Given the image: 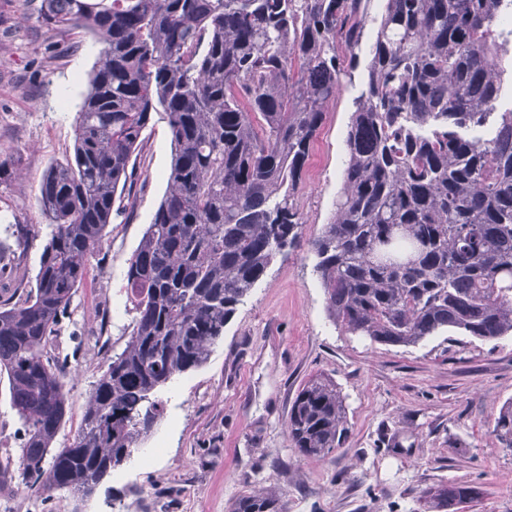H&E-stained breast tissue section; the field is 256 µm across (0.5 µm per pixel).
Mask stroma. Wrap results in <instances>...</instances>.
I'll return each instance as SVG.
<instances>
[{
	"label": "stroma",
	"instance_id": "35a3bbf8",
	"mask_svg": "<svg viewBox=\"0 0 512 512\" xmlns=\"http://www.w3.org/2000/svg\"><path fill=\"white\" fill-rule=\"evenodd\" d=\"M37 0H0V240L20 225L29 239L16 263L35 274L48 232L37 195L48 165L64 159L75 115L98 59L97 38L48 27ZM357 67L329 104L299 195V243L278 254L253 286L208 361L161 386L163 416L93 495L39 493L0 482V512H228L243 494L279 491L288 512H428L427 492L451 483L480 489L463 512H512V449L491 430L512 399V335L481 341L441 333L411 346L371 342L327 316L308 242L329 221L342 187ZM171 137L165 120L146 131L132 205L107 228L104 246L63 322L60 349L74 352L67 382L71 438L104 357L124 348L135 312L125 274L167 187ZM335 380L348 434L324 458L292 448L288 412L317 374Z\"/></svg>",
	"mask_w": 512,
	"mask_h": 512
}]
</instances>
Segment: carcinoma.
<instances>
[{"instance_id": "carcinoma-1", "label": "carcinoma", "mask_w": 512, "mask_h": 512, "mask_svg": "<svg viewBox=\"0 0 512 512\" xmlns=\"http://www.w3.org/2000/svg\"><path fill=\"white\" fill-rule=\"evenodd\" d=\"M369 0H40L52 29L101 44L72 151L39 186L49 233L35 285L0 301V376L23 435L22 482L87 497L162 414L153 391L203 366L237 306L306 224L298 194L325 110L358 65ZM366 88L346 137L335 209L309 242L328 317L395 346L453 330L512 334V110L471 136L512 85V0H383ZM164 115L172 161L165 195L131 258L135 311L106 358L71 442L68 356L46 350L132 202L138 150ZM347 432L336 382L319 375L288 412V438L326 457ZM491 434L512 448V401ZM451 484L431 499L472 502ZM229 512H288L272 491Z\"/></svg>"}]
</instances>
